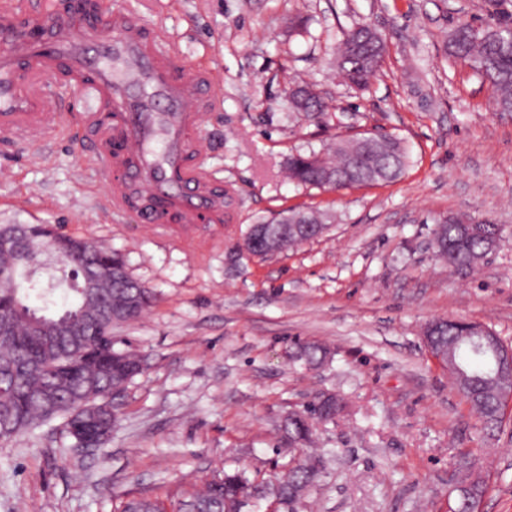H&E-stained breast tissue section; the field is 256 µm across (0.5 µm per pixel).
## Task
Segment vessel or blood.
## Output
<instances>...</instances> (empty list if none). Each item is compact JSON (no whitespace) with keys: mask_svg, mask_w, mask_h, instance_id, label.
Returning a JSON list of instances; mask_svg holds the SVG:
<instances>
[{"mask_svg":"<svg viewBox=\"0 0 512 512\" xmlns=\"http://www.w3.org/2000/svg\"><path fill=\"white\" fill-rule=\"evenodd\" d=\"M24 19L18 8L0 10V133L40 134L81 120L109 177L112 211L187 229L221 218L227 192L204 167L209 144L195 134L219 101L209 70L183 62L162 32L105 0L91 15L55 13L40 41L21 34ZM60 75L73 95L91 99L90 111L73 113L49 95L47 81Z\"/></svg>","mask_w":512,"mask_h":512,"instance_id":"obj_1","label":"vessel or blood"}]
</instances>
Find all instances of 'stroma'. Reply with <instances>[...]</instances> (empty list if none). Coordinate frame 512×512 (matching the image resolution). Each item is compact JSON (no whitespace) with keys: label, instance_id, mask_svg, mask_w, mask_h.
<instances>
[{"label":"stroma","instance_id":"obj_1","mask_svg":"<svg viewBox=\"0 0 512 512\" xmlns=\"http://www.w3.org/2000/svg\"><path fill=\"white\" fill-rule=\"evenodd\" d=\"M163 26L187 62L208 67L221 101L199 132L233 192L232 220L180 241L164 225L114 218L107 178L80 146L45 132L0 145V224H53L122 254L156 294L113 325L116 348L146 359L124 392L110 442L77 451L54 422L0 441V512H119L130 496L172 505L239 469L276 481L294 451L288 414L326 391L347 405L318 426L309 454L324 469L300 512H454L461 456L488 480L478 512H512V404L483 429L422 336L452 318L512 345V112L445 52L452 28L512 18V0H108ZM366 24L386 45L367 90L336 68L342 29ZM306 81L330 101L308 121L286 99ZM369 130L400 138L396 181L337 191L288 178V159H331ZM315 210L317 240L266 258L242 247L252 224ZM499 225L475 271L432 246L444 217ZM328 350L319 366L297 345Z\"/></svg>","mask_w":512,"mask_h":512}]
</instances>
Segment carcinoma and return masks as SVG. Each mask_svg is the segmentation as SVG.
I'll use <instances>...</instances> for the list:
<instances>
[{
    "mask_svg": "<svg viewBox=\"0 0 512 512\" xmlns=\"http://www.w3.org/2000/svg\"><path fill=\"white\" fill-rule=\"evenodd\" d=\"M374 40L382 47L381 36L368 26H355L342 31L337 52V67L343 79L357 88H364L374 76L372 69L362 63L356 51V41ZM445 48L448 54L469 65L489 84L496 109L512 112V24L465 21L448 35ZM297 112L319 119L330 110V105L318 95L312 85L301 81L293 85L289 100ZM373 150L356 158L352 149L357 139L342 140L336 145V162H325L315 155L298 154L288 161L289 177L295 182L328 190L331 185L343 189L356 186L378 185L397 180L409 164V153L403 141L396 137H374ZM462 224H440L435 238L448 244V249L437 254L448 260L456 271H471L488 252L491 236L498 230L495 224L483 225V232L466 233ZM0 236L8 247L0 249V308L14 303L23 307L15 318L13 332L0 336V414L10 420L7 440L37 424L63 420L64 431L79 444L83 434L84 416L67 405L70 396L80 393L97 402L111 393L113 388L126 389L134 376L138 354L129 349H116L112 343V325L127 321L124 312L135 306L141 312L149 309L154 293L135 281L128 273L123 257L103 247L92 246L83 238L63 234L57 226L45 224H0ZM266 241L271 248L281 250L294 246L301 238L285 235L281 226L266 225ZM75 245L78 253L54 269H35L30 278L14 275L13 270L29 267V257L44 256L42 248L56 250V244ZM122 269L119 276L100 281L99 295L93 306L97 316L84 336H58L36 334L30 316L46 322L57 316L29 304V293L38 290L50 293L59 287L72 294L70 310L85 304L82 293L89 277L102 274L112 264ZM461 320H448L446 327L433 337L440 348L446 350L462 371L457 389L465 397L471 410L488 428L499 425L503 403L501 388L512 378H496L491 370L490 352L463 335ZM327 356L325 348L306 344L298 349V357L309 365L320 364ZM345 404L336 395L317 394L299 413L288 417L285 424L288 440L312 442L314 424L332 421ZM321 459L309 457L285 472L277 485L265 487L251 483L241 473H224L202 489L190 494L179 503L178 512H239L237 496L241 492L253 493L259 499L269 495L280 496L296 503L314 482L320 471ZM121 512H164L156 501L133 497L127 500Z\"/></svg>",
    "mask_w": 512,
    "mask_h": 512,
    "instance_id": "cac0c4a2",
    "label": "carcinoma"
}]
</instances>
